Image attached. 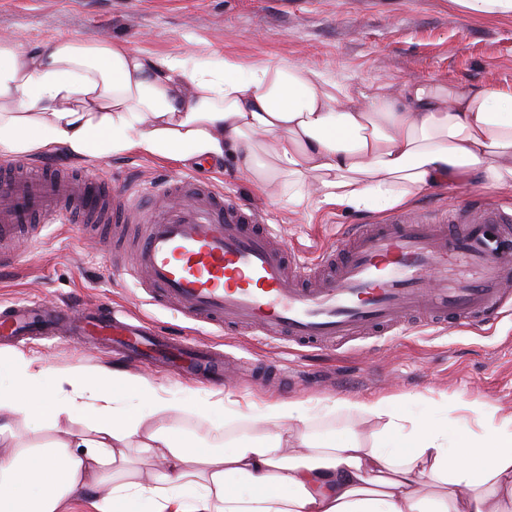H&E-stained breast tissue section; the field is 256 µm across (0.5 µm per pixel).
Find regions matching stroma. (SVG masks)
Instances as JSON below:
<instances>
[{
	"mask_svg": "<svg viewBox=\"0 0 512 512\" xmlns=\"http://www.w3.org/2000/svg\"><path fill=\"white\" fill-rule=\"evenodd\" d=\"M1 34L29 50L64 39H110L155 58L206 61L229 55L247 62L288 61L317 68L342 84L383 88L394 97L410 81L512 88V16H477L456 0H0ZM36 160L125 188L136 206H149L158 183L171 176L209 182L216 192L261 210L266 223L280 226L289 245L310 254L335 243L347 225L393 215L389 209L358 213L297 206L285 188L266 198L229 155L214 165L134 152L81 158L55 152ZM133 257L129 244L114 238L111 225L91 236L77 224L51 225L39 239L18 242L12 265L0 267V304L18 299L49 305L109 303L216 344L237 359L266 362L282 356L289 374L298 377V384L285 391L276 379L228 371L220 388L235 394L240 406L217 431L201 410L218 388L206 380L139 366L108 350L76 345L68 336L21 346L22 354L50 368L105 367L146 376L168 398L193 389L195 404L162 420L187 441L216 447L272 432L273 424L256 413L269 400L304 403V417L292 422L293 430L316 438L351 433L366 445L381 424L349 408V401L392 396L404 408L432 407L459 434L480 432L487 410L512 414V315L490 328L413 330L333 350L281 354L257 337L224 333L154 302L117 273Z\"/></svg>",
	"mask_w": 512,
	"mask_h": 512,
	"instance_id": "1",
	"label": "stroma"
}]
</instances>
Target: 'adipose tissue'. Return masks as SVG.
Instances as JSON below:
<instances>
[{"label": "adipose tissue", "instance_id": "adipose-tissue-1", "mask_svg": "<svg viewBox=\"0 0 512 512\" xmlns=\"http://www.w3.org/2000/svg\"><path fill=\"white\" fill-rule=\"evenodd\" d=\"M135 151L178 161L235 156L263 194L357 212L406 207L433 187L512 194V89L411 82L400 97L288 62L141 55L118 41L25 51L0 35V155ZM136 394V410L126 406ZM144 377L50 369L0 352V512H512V415L449 442L435 410L356 401L382 428L371 446L290 432L304 405L264 404L279 431L193 448L159 418L190 405ZM54 432L16 446L17 425ZM153 452L147 480L129 449Z\"/></svg>", "mask_w": 512, "mask_h": 512}]
</instances>
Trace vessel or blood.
Returning a JSON list of instances; mask_svg holds the SVG:
<instances>
[{
  "label": "vessel or blood",
  "mask_w": 512,
  "mask_h": 512,
  "mask_svg": "<svg viewBox=\"0 0 512 512\" xmlns=\"http://www.w3.org/2000/svg\"><path fill=\"white\" fill-rule=\"evenodd\" d=\"M163 207L138 228L132 279L147 277L158 303L228 331L325 349L408 326L490 324L512 307V210L490 203L407 211L383 224H353L335 247L309 258L288 247L258 210L205 182L167 181ZM129 198L73 170L28 164L0 172V263L26 225L125 224ZM70 334L132 361L186 376L223 375L214 347L135 323L110 307H0V338Z\"/></svg>",
  "instance_id": "obj_1"
}]
</instances>
